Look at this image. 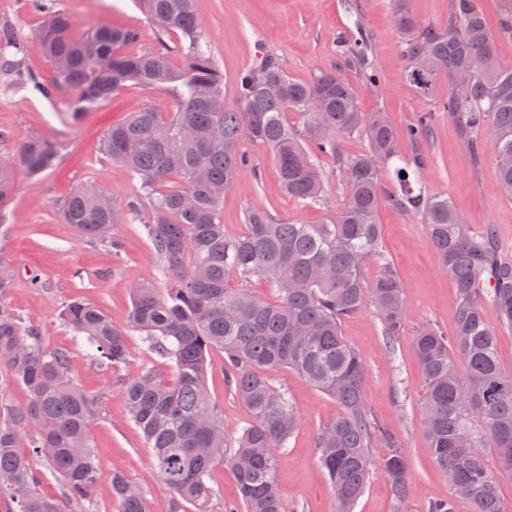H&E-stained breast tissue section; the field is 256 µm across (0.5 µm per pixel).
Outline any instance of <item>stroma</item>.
<instances>
[{
  "label": "stroma",
  "instance_id": "35a3bbf8",
  "mask_svg": "<svg viewBox=\"0 0 512 512\" xmlns=\"http://www.w3.org/2000/svg\"><path fill=\"white\" fill-rule=\"evenodd\" d=\"M68 9L85 25L107 23L138 29L140 38L127 46L140 54L167 44L173 61H180L185 40L180 32L158 33L133 0H66ZM205 23L204 43L224 75V101L236 106L238 78L258 56L278 59L288 75L306 81L317 72L343 68L358 92L362 111L389 112L397 131L422 116L430 118V132L419 144L402 143L401 153L427 162L419 184L425 196H448L474 227L495 225L503 251L512 254V200L501 196L494 176L491 151L473 156L455 123L438 106L437 97H425L403 77L401 42L392 22L389 0H196ZM0 21L14 25L26 43V68L46 77L51 67L36 32L42 17L31 0H0ZM365 36L375 83H368L358 69L347 67L342 46ZM171 91L127 85L121 93L100 102L86 113L79 126L66 118L63 99L46 100L24 88L0 89V129L13 132L0 143V153L13 150L27 139L62 143L57 165L41 175L18 171V192L0 211V270L14 279L11 292L0 304L39 327L50 347L71 353L77 384L98 403L91 424L93 452L104 473L119 472L138 485L149 512H172L171 492L155 476L151 451L129 420L119 395L121 385L135 370L152 365L155 354L140 337L128 339L127 365L99 371L89 351L75 344L60 320L64 306L76 297L94 302L118 326L125 325L130 308L129 287L138 282L163 283L164 276L142 225L151 216V202L142 199L139 216L122 226L124 251L114 256L107 244L62 223L60 205L77 187L94 185L112 196L118 211L136 194L138 184L122 166L100 150L102 135L125 121L143 105L169 101ZM247 162L238 171L237 191L224 198L222 222L227 236L245 230L248 208L262 206L295 224H318L336 208L343 191L333 160L319 157L325 175L324 200L302 205L282 187L271 151L246 141ZM379 222L380 258L395 268L404 288L408 308L406 330L388 340L378 317L369 310L345 320L342 335L366 363L363 386L367 406L405 449L410 465L408 512H427L429 504L446 498L448 484L438 474L420 419L425 391L413 335L425 323L445 334L455 330L456 290L432 248L421 215L383 202ZM206 386L224 418V430L237 437L251 421L248 408L227 384L224 352L208 356ZM272 384L287 390L304 417V423L278 454V490L286 512H334L335 501L319 462L317 434L334 419L340 407L319 388L282 368L271 372Z\"/></svg>",
  "mask_w": 512,
  "mask_h": 512
}]
</instances>
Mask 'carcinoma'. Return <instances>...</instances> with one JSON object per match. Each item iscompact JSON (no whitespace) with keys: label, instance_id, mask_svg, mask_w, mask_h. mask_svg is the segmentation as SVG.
<instances>
[{"label":"carcinoma","instance_id":"cac0c4a2","mask_svg":"<svg viewBox=\"0 0 512 512\" xmlns=\"http://www.w3.org/2000/svg\"><path fill=\"white\" fill-rule=\"evenodd\" d=\"M43 15L38 32L52 75L39 78L24 68L25 42L0 23V76L10 86L52 100L67 95L70 125H79L100 101L129 82L173 87L172 107H142L107 130L101 151L126 167L150 199L144 225L167 279L165 293L152 284L130 287L126 324L112 323L96 304L68 303L61 320L86 343L99 371L128 363V337L141 336L158 357L122 387L130 420L152 450L160 482L183 506L209 512L216 496L209 476L228 467L237 482L240 506L224 512H284L276 483L277 451L302 425L288 394L268 373L288 368L333 400L342 412L318 435L319 461L335 499V512H354L375 461L369 448L385 441L380 467L397 505L408 512L409 464L401 446L363 401L366 364L343 338L344 320L372 310L384 335L401 334L408 311L402 284L388 263L371 282L363 274L378 254V210L391 200L421 212L430 241L457 291L453 337L421 327L414 346L425 381L421 424L434 463L448 481V498L428 512H505L499 482L512 476V367L499 358V328L512 329V257L501 250L494 225L479 231L443 196L424 197L413 187L402 161L400 139L388 113L363 112L355 86L341 69L321 71L308 81L288 76L278 60L261 59L239 79V106L224 104V77L201 40L202 20L194 0H136L159 32L182 33V60L173 63L165 44L128 54L139 38L131 27L99 23L81 30L64 0H31ZM408 0H390L401 38L403 77L430 95L448 86L440 105L455 122L474 155L483 151L477 133L492 130L491 149L500 193L512 200V63L498 41L512 37V0H501L497 30L487 25L479 0H451L448 26L435 29L412 14ZM345 61L369 72L365 41L344 50ZM303 116L299 129L288 113ZM359 137L363 150L349 153L342 141ZM271 149L288 197L323 201L324 175L316 155L333 159L343 188L340 207L320 224H292L270 210L247 211L246 230L224 235V195L237 190L245 161L243 140ZM60 158L59 143L20 142L0 157V208L17 193L16 172L36 176ZM394 167L399 189L389 192L379 178ZM61 220L87 236L123 250L122 216L112 198L94 187L76 188L61 204ZM266 280L273 298L253 295L247 284ZM236 285H231V281ZM497 310L491 325L486 307ZM224 350L227 381L249 408L251 422L234 440L209 398L207 353ZM0 379L23 386L29 400L14 406L0 395V506L3 512H67L68 504L91 500L106 480L117 512H148L142 491L124 476L104 475L92 451L93 397L75 382L67 350L44 345L41 330L0 306ZM40 459L57 478L59 499L44 495Z\"/></svg>","mask_w":512,"mask_h":512}]
</instances>
